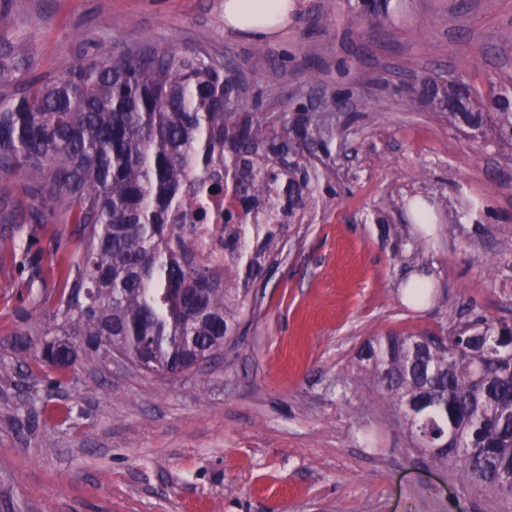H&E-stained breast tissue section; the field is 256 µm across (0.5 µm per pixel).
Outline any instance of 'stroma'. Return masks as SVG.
<instances>
[{
	"instance_id": "35a3bbf8",
	"label": "stroma",
	"mask_w": 512,
	"mask_h": 512,
	"mask_svg": "<svg viewBox=\"0 0 512 512\" xmlns=\"http://www.w3.org/2000/svg\"><path fill=\"white\" fill-rule=\"evenodd\" d=\"M298 3L256 41L225 29L224 0H0V100L69 61L173 48L222 62L242 106L343 130L242 343L175 379L118 362L39 366L59 273L81 246L32 179L0 176V238L13 242L0 250V512H500L408 449L355 354L469 315L512 325V152L405 92L460 75L512 95V0H403L380 26L350 0ZM412 197L437 215L420 252ZM418 276L433 301L406 299Z\"/></svg>"
}]
</instances>
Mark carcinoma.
<instances>
[{"label":"carcinoma","instance_id":"obj_1","mask_svg":"<svg viewBox=\"0 0 512 512\" xmlns=\"http://www.w3.org/2000/svg\"><path fill=\"white\" fill-rule=\"evenodd\" d=\"M392 0H355L383 22ZM224 67L196 52L74 62L0 105V174L38 173L36 194L72 213L82 245L45 322L38 361L77 354L176 377L211 349H232L259 314L318 181L316 148L341 137L308 112L272 116L224 102ZM415 100L488 145L512 148V109L460 79L423 82ZM224 195V266L195 251L208 199ZM423 304L432 288H407ZM404 427L410 448L459 469L512 504V326L484 316L446 336L373 337L356 357Z\"/></svg>","mask_w":512,"mask_h":512}]
</instances>
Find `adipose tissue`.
Instances as JSON below:
<instances>
[{"label": "adipose tissue", "instance_id": "obj_1", "mask_svg": "<svg viewBox=\"0 0 512 512\" xmlns=\"http://www.w3.org/2000/svg\"><path fill=\"white\" fill-rule=\"evenodd\" d=\"M295 0H224V27L251 38L269 37L288 23Z\"/></svg>", "mask_w": 512, "mask_h": 512}]
</instances>
